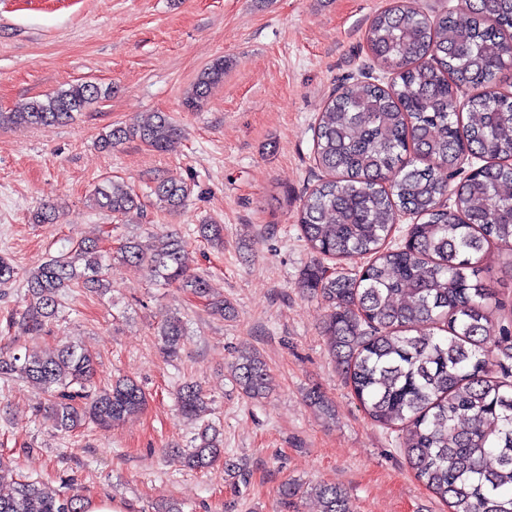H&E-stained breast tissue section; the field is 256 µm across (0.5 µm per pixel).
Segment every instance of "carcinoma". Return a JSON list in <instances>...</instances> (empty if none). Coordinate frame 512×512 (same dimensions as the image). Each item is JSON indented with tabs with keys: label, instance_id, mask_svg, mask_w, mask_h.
<instances>
[{
	"label": "carcinoma",
	"instance_id": "1",
	"mask_svg": "<svg viewBox=\"0 0 512 512\" xmlns=\"http://www.w3.org/2000/svg\"><path fill=\"white\" fill-rule=\"evenodd\" d=\"M366 42L391 82L348 85L319 113L315 160L328 178L298 211L315 255L301 287L327 304L323 335L337 370L374 422L403 434L416 479L448 512H512V368L504 364L512 361V331L495 328L501 302L481 267L491 248H503L512 278V92L499 90L512 70V0H461L458 11L432 20L411 0H392L372 19ZM225 63L219 56L199 72L184 99L187 108L199 107L224 80ZM462 87L479 90L463 106L457 97ZM110 94L97 83H78L0 112V126L66 124ZM179 136L166 115L154 113L136 127L112 128L101 147L137 138L163 152ZM470 151L482 153L485 165L464 176L461 163ZM152 192L167 212L182 209L190 195L186 185L165 180ZM447 195L454 197L451 207L443 201ZM91 202L113 215L140 206L138 195L115 181L98 186ZM402 213L417 222L409 225L404 245L392 248L388 239ZM57 219L53 204L31 215L34 224ZM198 232L224 244L220 224H200ZM120 253L145 265L154 279L206 299L211 314L222 317L230 309L213 296L206 278L187 273L180 236L163 234L148 247L129 239ZM327 259L366 263L354 277L333 276L322 264ZM106 270L94 242L47 257L27 272L25 307L10 322L28 336L46 333L67 292L111 291ZM17 277L16 266L0 255V288ZM158 336L164 356L177 358L184 321L165 317ZM495 355L502 357L498 373L490 361ZM232 372L248 399L272 390L267 362L257 351L241 350ZM95 374L94 357L76 345L39 356L0 353V378L41 389L45 411L62 433L89 424L110 428L145 408L147 395L136 381L119 378L92 390ZM177 404L193 421L208 411L209 401L201 385L186 381ZM197 440L188 450H174L184 466L202 470L222 461L225 472L246 480V467L224 458L216 428L205 426ZM312 491L321 512H351L344 490L319 485ZM303 494L293 481L278 487L285 506ZM0 512H87V502L24 479L0 495Z\"/></svg>",
	"mask_w": 512,
	"mask_h": 512
}]
</instances>
